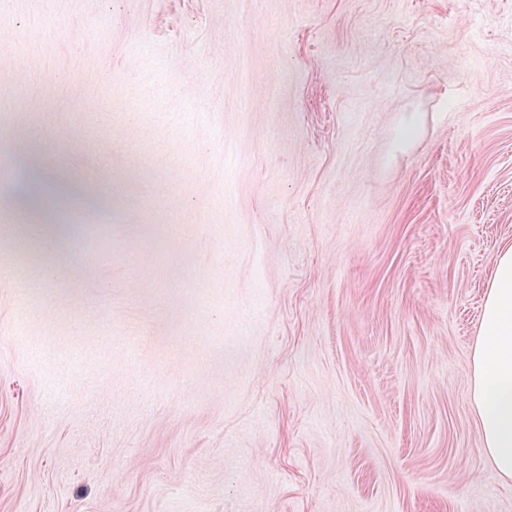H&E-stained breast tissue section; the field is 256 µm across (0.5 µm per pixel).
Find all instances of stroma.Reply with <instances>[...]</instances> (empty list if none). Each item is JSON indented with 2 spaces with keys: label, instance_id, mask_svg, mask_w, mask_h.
<instances>
[{
  "label": "stroma",
  "instance_id": "obj_1",
  "mask_svg": "<svg viewBox=\"0 0 512 512\" xmlns=\"http://www.w3.org/2000/svg\"><path fill=\"white\" fill-rule=\"evenodd\" d=\"M0 214V512H512V0H0ZM41 186L28 190L30 209L36 215L44 216L48 211L60 206V196L63 194L56 190L54 193L48 185L42 182ZM487 288L472 352L470 399L481 453L502 477L512 480V247L496 255Z\"/></svg>",
  "mask_w": 512,
  "mask_h": 512
}]
</instances>
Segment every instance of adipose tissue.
Here are the masks:
<instances>
[{
  "instance_id": "ef3b65f1",
  "label": "adipose tissue",
  "mask_w": 512,
  "mask_h": 512,
  "mask_svg": "<svg viewBox=\"0 0 512 512\" xmlns=\"http://www.w3.org/2000/svg\"><path fill=\"white\" fill-rule=\"evenodd\" d=\"M471 403L482 454L512 480V247L495 257L472 352Z\"/></svg>"
}]
</instances>
